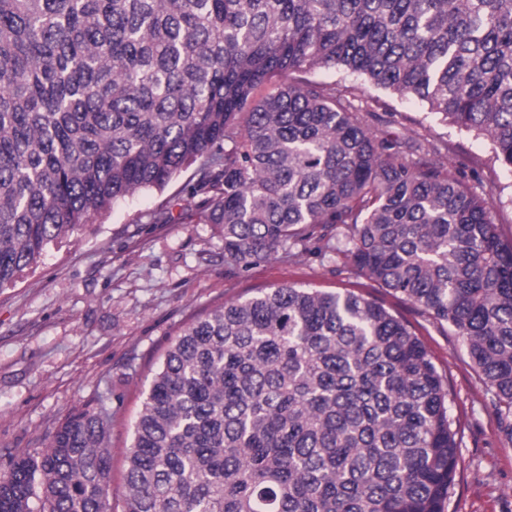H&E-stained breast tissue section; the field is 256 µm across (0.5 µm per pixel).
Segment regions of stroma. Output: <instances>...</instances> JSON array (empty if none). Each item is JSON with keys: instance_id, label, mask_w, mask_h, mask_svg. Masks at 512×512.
<instances>
[{"instance_id": "obj_1", "label": "stroma", "mask_w": 512, "mask_h": 512, "mask_svg": "<svg viewBox=\"0 0 512 512\" xmlns=\"http://www.w3.org/2000/svg\"><path fill=\"white\" fill-rule=\"evenodd\" d=\"M366 96L391 109L384 122H371L374 132L401 140L433 135L437 161L488 193L501 237L512 240V172L494 161L487 140L435 121L419 101L371 86ZM182 185L178 179L165 191L139 193L0 288V470L42 448L70 414L109 413V512H121L133 424L169 342L203 310L291 284L378 300L410 324L448 379L450 414L461 431L448 512H512V441L452 328L332 260L303 256L228 271L213 225L193 218L150 223L154 211L176 207Z\"/></svg>"}]
</instances>
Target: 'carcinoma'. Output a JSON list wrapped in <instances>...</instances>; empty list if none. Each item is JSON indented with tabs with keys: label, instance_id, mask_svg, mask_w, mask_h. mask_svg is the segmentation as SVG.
I'll list each match as a JSON object with an SVG mask.
<instances>
[{
	"label": "carcinoma",
	"instance_id": "carcinoma-1",
	"mask_svg": "<svg viewBox=\"0 0 512 512\" xmlns=\"http://www.w3.org/2000/svg\"><path fill=\"white\" fill-rule=\"evenodd\" d=\"M339 70L486 139L512 172V0H0V288L189 168L224 267L342 254L455 329L512 441V241L493 202L380 138ZM448 381L382 304L281 285L170 342L122 512H446ZM109 417L0 471V512H107Z\"/></svg>",
	"mask_w": 512,
	"mask_h": 512
}]
</instances>
